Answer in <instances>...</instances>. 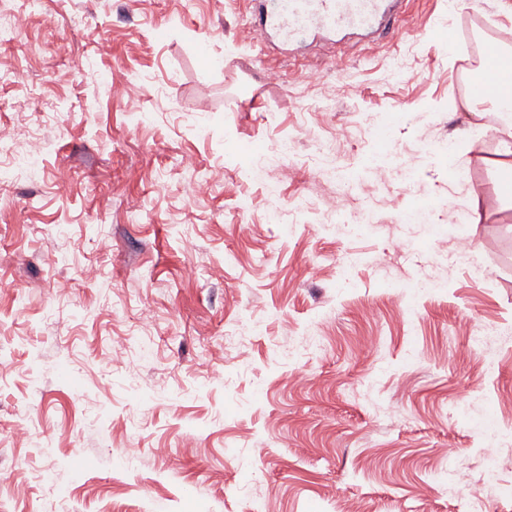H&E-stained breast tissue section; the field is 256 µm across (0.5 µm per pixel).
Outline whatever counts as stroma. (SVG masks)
Instances as JSON below:
<instances>
[{"instance_id": "obj_1", "label": "stroma", "mask_w": 512, "mask_h": 512, "mask_svg": "<svg viewBox=\"0 0 512 512\" xmlns=\"http://www.w3.org/2000/svg\"><path fill=\"white\" fill-rule=\"evenodd\" d=\"M445 2L288 52L245 0H0V512H512V195L457 81L512 0Z\"/></svg>"}]
</instances>
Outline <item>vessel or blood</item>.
Segmentation results:
<instances>
[{
	"mask_svg": "<svg viewBox=\"0 0 512 512\" xmlns=\"http://www.w3.org/2000/svg\"><path fill=\"white\" fill-rule=\"evenodd\" d=\"M251 20L285 45L318 35L389 30L394 0H250Z\"/></svg>",
	"mask_w": 512,
	"mask_h": 512,
	"instance_id": "b4317fda",
	"label": "vessel or blood"
}]
</instances>
